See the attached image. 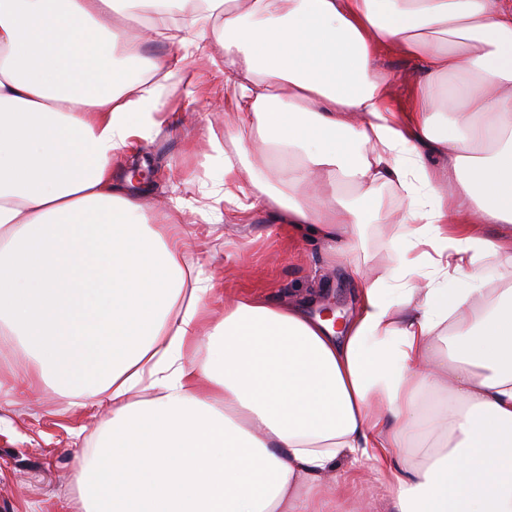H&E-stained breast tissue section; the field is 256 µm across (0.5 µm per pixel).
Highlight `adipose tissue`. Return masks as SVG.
<instances>
[{
    "instance_id": "ef3b65f1",
    "label": "adipose tissue",
    "mask_w": 512,
    "mask_h": 512,
    "mask_svg": "<svg viewBox=\"0 0 512 512\" xmlns=\"http://www.w3.org/2000/svg\"><path fill=\"white\" fill-rule=\"evenodd\" d=\"M216 16L236 86L207 140L221 174L156 224L112 171L154 90L114 61L158 75L172 61L144 43ZM383 49L421 68L410 111ZM384 185L399 217L374 208ZM223 203L338 244L357 311L214 313L224 288L182 262L178 226ZM373 217L406 226L381 276L355 261ZM490 224H512V0H0V343L28 358L7 392L111 404L80 512H372L366 473L391 512H512V236Z\"/></svg>"
}]
</instances>
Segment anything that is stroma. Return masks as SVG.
Returning <instances> with one entry per match:
<instances>
[{
  "label": "stroma",
  "mask_w": 512,
  "mask_h": 512,
  "mask_svg": "<svg viewBox=\"0 0 512 512\" xmlns=\"http://www.w3.org/2000/svg\"><path fill=\"white\" fill-rule=\"evenodd\" d=\"M223 19L206 23L204 37L189 35L183 45L154 43L146 55L178 58L169 81L183 89L173 97L161 94L152 134L135 147L136 162L148 179L131 184L145 191L163 215L173 199L195 205L219 165L215 152L199 149L208 136L224 137V51L217 39ZM382 72L395 78L392 100L408 109L421 77L418 64L399 53L384 51L376 60ZM401 231L397 224L364 227L361 265L391 266L385 243ZM185 258L201 264L224 284L222 310L235 295L259 296L276 306H288L307 296L345 312L355 309V286L349 274L333 265L332 254L318 242H298L289 225L268 209L246 217L226 212L223 223L184 227ZM112 418L102 405L73 407L69 394L41 388L29 397L0 403V512H79L76 477L84 457L94 448L98 432Z\"/></svg>",
  "instance_id": "35a3bbf8"
}]
</instances>
